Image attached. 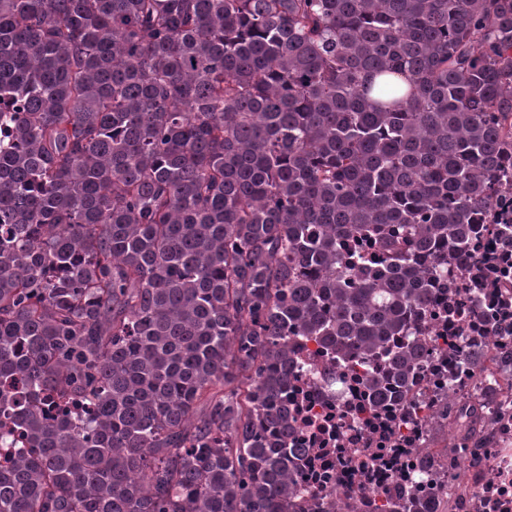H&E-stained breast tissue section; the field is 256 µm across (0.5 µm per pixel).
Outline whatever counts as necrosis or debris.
<instances>
[{"instance_id":"obj_1","label":"necrosis or debris","mask_w":512,"mask_h":512,"mask_svg":"<svg viewBox=\"0 0 512 512\" xmlns=\"http://www.w3.org/2000/svg\"><path fill=\"white\" fill-rule=\"evenodd\" d=\"M489 259L502 277H481ZM424 351L394 401L373 407L353 362L312 341H296L284 394L301 449L294 473L303 512H385L410 495L432 512H512V383L486 380L512 345V247L500 228L483 227L433 285L424 319ZM484 420L466 447L429 442L437 417L467 428L465 410Z\"/></svg>"}]
</instances>
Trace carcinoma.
<instances>
[{"instance_id": "cac0c4a2", "label": "carcinoma", "mask_w": 512, "mask_h": 512, "mask_svg": "<svg viewBox=\"0 0 512 512\" xmlns=\"http://www.w3.org/2000/svg\"><path fill=\"white\" fill-rule=\"evenodd\" d=\"M510 164L512 0H0V512H288L293 341L406 382Z\"/></svg>"}]
</instances>
